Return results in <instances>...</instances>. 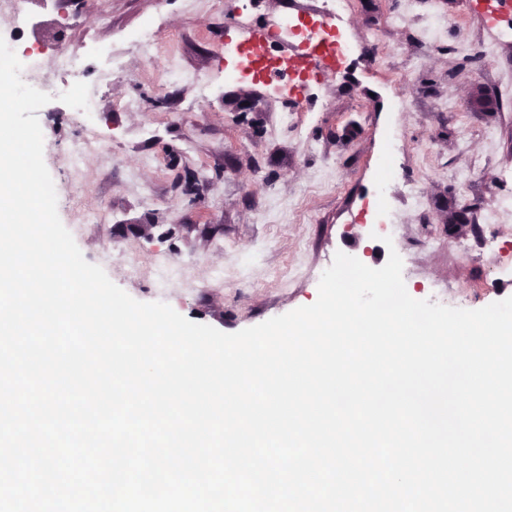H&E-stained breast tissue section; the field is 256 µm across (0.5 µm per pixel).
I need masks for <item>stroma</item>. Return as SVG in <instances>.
Returning a JSON list of instances; mask_svg holds the SVG:
<instances>
[{
  "label": "stroma",
  "mask_w": 512,
  "mask_h": 512,
  "mask_svg": "<svg viewBox=\"0 0 512 512\" xmlns=\"http://www.w3.org/2000/svg\"><path fill=\"white\" fill-rule=\"evenodd\" d=\"M56 2L1 10L0 37L57 23L33 63L55 80L59 52L88 58L98 110L81 125L61 102L39 113L43 157L61 222L85 260L132 298L235 333L313 304L319 269L336 252L379 268L393 250L413 298L441 294L473 310L512 296V220L484 221L512 201V178L499 177L512 171V104L498 98L512 84V43L485 24V0H351L343 29L356 40L375 32L377 54L315 72L306 111L285 123L289 88L225 81L224 45L240 43L234 17L243 8L268 25L286 0H68L61 11ZM436 14L448 30L431 48L420 32ZM147 24L160 36L156 54L207 79L209 97L179 82L160 89L136 47ZM116 56L123 71L112 69ZM467 83L497 98L493 110L467 104ZM74 139L90 147L72 168L62 150ZM389 148L402 175L389 204L403 220L390 246L370 222ZM199 171L207 181L189 189L188 174ZM449 200L471 213L462 231L447 224ZM122 224L152 231L124 236Z\"/></svg>",
  "instance_id": "stroma-1"
}]
</instances>
